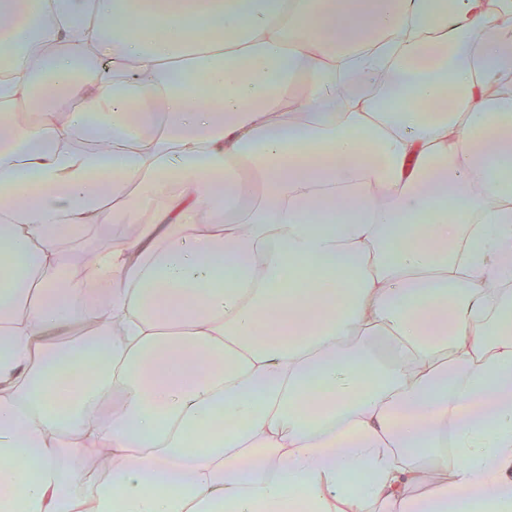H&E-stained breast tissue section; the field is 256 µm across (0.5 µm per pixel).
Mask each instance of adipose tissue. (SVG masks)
<instances>
[{
  "instance_id": "adipose-tissue-1",
  "label": "adipose tissue",
  "mask_w": 512,
  "mask_h": 512,
  "mask_svg": "<svg viewBox=\"0 0 512 512\" xmlns=\"http://www.w3.org/2000/svg\"><path fill=\"white\" fill-rule=\"evenodd\" d=\"M118 2L0 0V512H512V6Z\"/></svg>"
}]
</instances>
